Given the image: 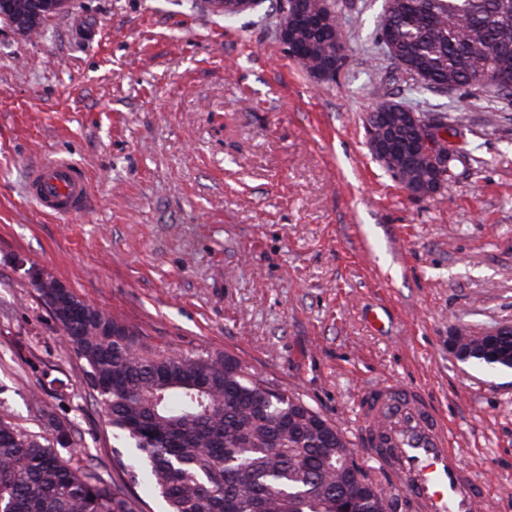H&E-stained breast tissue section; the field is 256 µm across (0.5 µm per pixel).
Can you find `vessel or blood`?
I'll return each mask as SVG.
<instances>
[{
  "mask_svg": "<svg viewBox=\"0 0 512 512\" xmlns=\"http://www.w3.org/2000/svg\"><path fill=\"white\" fill-rule=\"evenodd\" d=\"M26 193L56 218L85 213L93 197L85 166L64 156L31 166ZM354 431L364 459L392 478L408 512H482L485 485L459 463L438 407L418 388L393 379L368 386Z\"/></svg>",
  "mask_w": 512,
  "mask_h": 512,
  "instance_id": "vessel-or-blood-1",
  "label": "vessel or blood"
}]
</instances>
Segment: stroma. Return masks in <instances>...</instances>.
<instances>
[{
	"label": "stroma",
	"instance_id": "stroma-1",
	"mask_svg": "<svg viewBox=\"0 0 512 512\" xmlns=\"http://www.w3.org/2000/svg\"><path fill=\"white\" fill-rule=\"evenodd\" d=\"M281 0L232 20L202 0H68L33 37L0 26V417L74 427L108 480L114 439L24 268L136 325L153 352H220L354 440L363 390L392 378L445 414L485 512H512V369L459 361L451 333L512 324V106L424 87L378 39L386 0H335L346 59L310 79L277 35ZM383 84L448 137L452 179L410 196L362 120ZM82 161L95 201L39 215L26 169Z\"/></svg>",
	"mask_w": 512,
	"mask_h": 512
}]
</instances>
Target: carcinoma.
Here are the masks:
<instances>
[{
    "mask_svg": "<svg viewBox=\"0 0 512 512\" xmlns=\"http://www.w3.org/2000/svg\"><path fill=\"white\" fill-rule=\"evenodd\" d=\"M390 58L435 90L473 86L487 70L512 80V0H387L378 25ZM295 62L308 76L345 60V35L324 24L297 25ZM374 138L390 143L385 169L403 187L431 181L432 163L404 148L419 136L407 109L375 92ZM59 330L87 365V383L112 431L131 440L143 468L125 471L147 484L168 512H396L395 501L353 460L341 431L297 397L272 388L222 353L156 354L139 329L73 293ZM468 362L512 369V335L486 351L483 335H458ZM51 417L53 438L0 419V512H141L125 485L73 462L71 431Z\"/></svg>",
    "mask_w": 512,
    "mask_h": 512,
    "instance_id": "obj_1",
    "label": "carcinoma"
}]
</instances>
